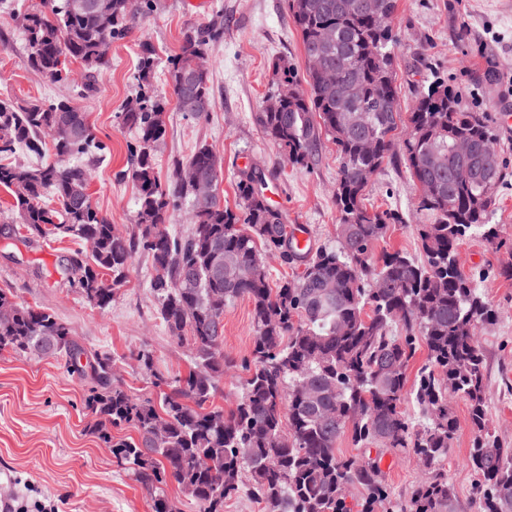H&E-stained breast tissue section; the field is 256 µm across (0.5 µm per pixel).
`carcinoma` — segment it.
I'll return each mask as SVG.
<instances>
[{"label":"carcinoma","instance_id":"1","mask_svg":"<svg viewBox=\"0 0 512 512\" xmlns=\"http://www.w3.org/2000/svg\"><path fill=\"white\" fill-rule=\"evenodd\" d=\"M71 2L41 0L24 13L27 60L60 84L71 80L68 63H80L89 92L111 67L112 41L125 37L157 3L143 0L136 18L126 0H90L95 12L112 19L104 33ZM378 2L388 16L382 28L366 12L349 8L348 0H288L305 74L300 79L285 60L273 62L276 80L267 99L274 104L254 113L256 125L294 168L313 164L323 140L336 146L339 224L333 243L314 250L295 247L288 215L269 202L266 173L257 164L237 169L233 208L219 193L223 159L207 144L187 161L213 181L207 202H198L184 180L187 165L176 164L160 181L154 145L166 134L167 99L152 89L158 61L147 42L140 44L135 104L120 113L122 125L137 133L130 147L140 191L132 233L116 229L90 202L79 159L104 145L85 113L67 98L27 104L0 98V186L11 192L21 227L39 238L94 242L88 255L73 251L69 271L72 287L102 310L112 304L135 254L147 255L157 313L171 336L188 342L193 367L166 383L158 403L111 384L110 357L100 355L90 365L96 385L85 406L101 418L105 447L151 494L153 512H178L165 494L171 481L200 512H224V502L241 495L256 500L262 512H373V503L387 494L381 455L402 451L418 456L427 474L400 512H459L442 469L456 429L450 395L470 410L475 436L468 464L481 478L479 512H512V448L489 432L484 351L476 341L494 312L464 272L460 253L474 236L504 245L490 223L496 197L473 169L486 164L500 184L505 166L485 118L464 111L459 94L438 80L416 94L405 137L394 148L391 135L401 121L392 26L397 0ZM220 36L212 25L183 32L167 65L179 111H186L184 73L198 67L205 47ZM332 72L340 77L331 80ZM191 98L206 108L196 118L214 110L208 70L197 74ZM47 136L55 160L7 162L19 149L46 153ZM366 137L378 143L371 155L361 151ZM392 161L423 187L418 209L426 222L416 225L419 254L394 251L377 258L374 244L403 217L364 204V172L377 174ZM184 202L191 227L178 235L168 220ZM271 249L282 251L284 264L302 267L275 288L262 254ZM241 299L251 304L253 347L241 396L226 412L213 406L226 368L224 310ZM0 307L12 309L10 318L0 319V350L36 355L50 349L85 373L80 347L53 312L3 289ZM420 343L427 364L413 395L422 424L403 408L407 371ZM160 418L167 422L166 435L156 438L153 425ZM124 424L135 426L138 439H113L110 429ZM346 432L359 448L358 459L337 448ZM353 486L362 498L350 506Z\"/></svg>","mask_w":512,"mask_h":512}]
</instances>
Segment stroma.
Here are the masks:
<instances>
[{
    "label": "stroma",
    "instance_id": "obj_1",
    "mask_svg": "<svg viewBox=\"0 0 512 512\" xmlns=\"http://www.w3.org/2000/svg\"><path fill=\"white\" fill-rule=\"evenodd\" d=\"M11 2V8L0 7V96L17 103L66 97L85 112L107 146L103 159L88 165L90 200L118 229L133 232L138 210L139 189L127 150L135 133L118 119L138 89V46L144 41L153 44L164 60L177 53L187 27L214 23L223 34L209 44L205 58L215 108L201 120L169 110L167 134L155 151L159 178L167 179L175 163L187 162L196 146L210 145L224 159L220 189L232 205L236 169L260 163L270 176L271 202L287 211L290 223L306 227L312 246L331 242L339 218L334 145L323 142L318 162L296 169L252 119L272 87L275 60H288L296 73L305 71L300 36L286 0H200L196 5L157 0L153 15L112 43V66L86 97L76 84L51 83L29 68L16 14L39 0ZM395 30L401 112L409 111L418 86L444 80L461 94L468 111L486 116L506 166L491 217L506 247L495 248L474 237L460 252L465 272L477 278L495 312L494 321L478 330L477 340L485 354L489 428L504 447L512 448V280L497 275L500 267L512 263V129L501 123L502 113L512 112V0H398ZM365 194L367 203L398 210L404 217L375 244V254L416 252L413 227L425 217L416 207L418 190L406 168L387 165ZM11 204L10 193L1 187L0 288L12 289L21 302L54 312L86 357L112 354V383L135 396H155L154 376L169 380L187 373L189 348L170 336L157 317L146 256L134 257L112 304L96 308L71 287L63 272L74 243L4 232V225L15 222ZM251 350V305L241 300L224 312V355L232 366L223 378L218 405L234 407ZM142 351L152 354L153 372L141 368L137 355ZM90 385V379L73 372L56 353L23 356L0 350V491L22 495L31 484L40 496L64 500V512H152L150 493L130 478L93 431L97 417L83 405ZM449 405L457 428L445 469L461 512H478L479 477L467 462L473 439L469 408L460 398ZM381 468L390 497L374 508L398 512L423 468L410 452L384 456Z\"/></svg>",
    "mask_w": 512,
    "mask_h": 512
}]
</instances>
